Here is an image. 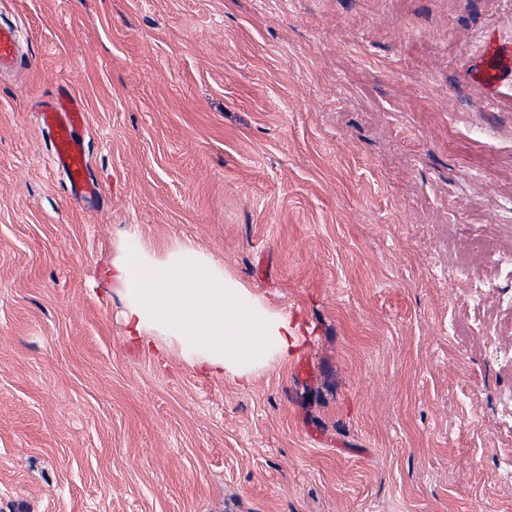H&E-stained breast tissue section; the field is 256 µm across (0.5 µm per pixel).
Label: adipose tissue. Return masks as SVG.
<instances>
[{
  "instance_id": "obj_1",
  "label": "adipose tissue",
  "mask_w": 512,
  "mask_h": 512,
  "mask_svg": "<svg viewBox=\"0 0 512 512\" xmlns=\"http://www.w3.org/2000/svg\"><path fill=\"white\" fill-rule=\"evenodd\" d=\"M104 274L124 301L130 341L175 350L191 367L240 388L303 347L302 322L270 308L192 241L160 250L127 234Z\"/></svg>"
}]
</instances>
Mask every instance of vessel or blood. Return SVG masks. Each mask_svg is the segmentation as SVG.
Here are the masks:
<instances>
[{
    "instance_id": "obj_1",
    "label": "vessel or blood",
    "mask_w": 512,
    "mask_h": 512,
    "mask_svg": "<svg viewBox=\"0 0 512 512\" xmlns=\"http://www.w3.org/2000/svg\"><path fill=\"white\" fill-rule=\"evenodd\" d=\"M21 36L18 29L0 23V72L14 69L20 62ZM488 66L479 75L489 88H496L503 76L512 74V47L489 43ZM52 143V163L67 177L72 189L93 193L96 187L88 175L83 130L87 118L76 97L64 94L42 114Z\"/></svg>"
}]
</instances>
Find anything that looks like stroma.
Segmentation results:
<instances>
[{
	"instance_id": "stroma-1",
	"label": "stroma",
	"mask_w": 512,
	"mask_h": 512,
	"mask_svg": "<svg viewBox=\"0 0 512 512\" xmlns=\"http://www.w3.org/2000/svg\"><path fill=\"white\" fill-rule=\"evenodd\" d=\"M0 512H512V0H0ZM80 99L98 193L37 110ZM191 240L308 326L243 390L102 270ZM488 283L480 308L468 301ZM21 36L9 23H0V72L16 68L20 62ZM487 55L490 65L483 67L479 75L484 83L491 89H495L503 76L512 72V47L489 43Z\"/></svg>"
}]
</instances>
